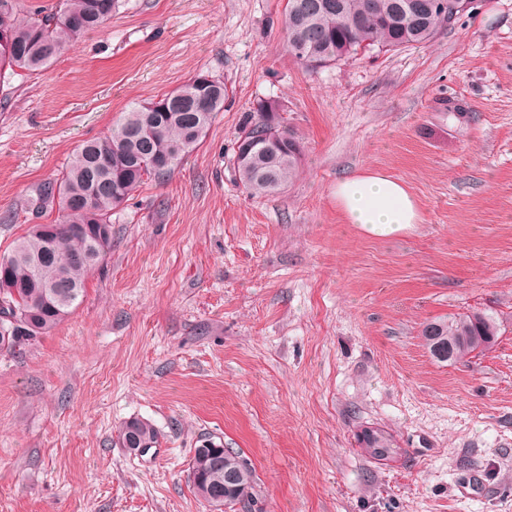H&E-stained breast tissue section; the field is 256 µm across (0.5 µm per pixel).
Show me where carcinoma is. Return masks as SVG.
<instances>
[{
  "label": "carcinoma",
  "instance_id": "cac0c4a2",
  "mask_svg": "<svg viewBox=\"0 0 512 512\" xmlns=\"http://www.w3.org/2000/svg\"><path fill=\"white\" fill-rule=\"evenodd\" d=\"M409 0H286L277 17L288 52L311 70L374 49L388 52L425 44L444 27V18ZM118 0H58L23 15L19 0H0V78L32 74L68 54L80 36L102 25ZM225 84L198 74L157 100L137 104L112 126L109 135L85 142L61 176L41 184L30 205L58 210L53 224H33L13 248L0 254V296L8 299L18 333L4 338L0 351L11 352L51 333L82 302L86 280L112 248V212L123 207L146 181L171 174L195 149L224 111ZM282 106L260 100L238 141L261 139L252 154H235V176L251 195L278 193L297 177L303 146L284 125ZM451 339L459 358H469L481 341L494 347L500 325L484 312L427 323L422 337L431 355L448 361V349L435 347L428 333ZM159 432L149 421L132 418L119 428L118 440L131 450L154 446ZM245 472L239 492L224 497V469ZM189 472L193 490L211 506L245 502L253 496V474L241 455L205 443L193 451Z\"/></svg>",
  "mask_w": 512,
  "mask_h": 512
}]
</instances>
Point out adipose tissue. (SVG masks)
<instances>
[{
	"instance_id": "obj_1",
	"label": "adipose tissue",
	"mask_w": 512,
	"mask_h": 512,
	"mask_svg": "<svg viewBox=\"0 0 512 512\" xmlns=\"http://www.w3.org/2000/svg\"><path fill=\"white\" fill-rule=\"evenodd\" d=\"M332 198L344 223L385 236L420 223L419 202L408 185L379 169H366L337 180Z\"/></svg>"
}]
</instances>
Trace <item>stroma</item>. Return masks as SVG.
Masks as SVG:
<instances>
[{"label": "stroma", "instance_id": "35a3bbf8", "mask_svg": "<svg viewBox=\"0 0 512 512\" xmlns=\"http://www.w3.org/2000/svg\"><path fill=\"white\" fill-rule=\"evenodd\" d=\"M285 0H120L73 52L0 83V254L85 140L206 74L229 97L200 145L112 216V249L50 335L0 354V512H207L204 441L240 452L229 512H512V0H479L432 42L310 70L269 20ZM260 100L304 157L272 196L238 183ZM379 168L421 223H344L336 180ZM494 315L496 345L436 361L421 330ZM138 417L159 444L117 438ZM395 437L393 462L361 448Z\"/></svg>", "mask_w": 512, "mask_h": 512}]
</instances>
